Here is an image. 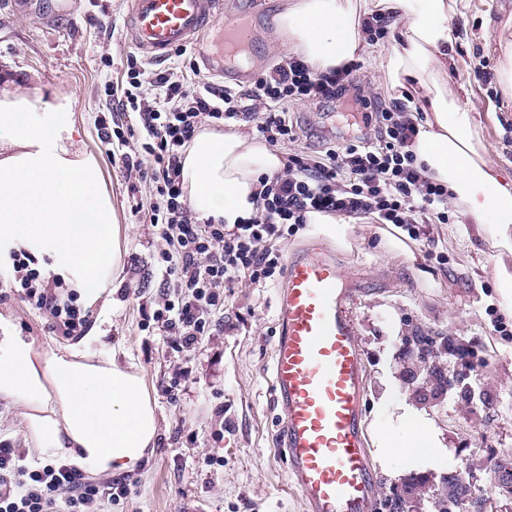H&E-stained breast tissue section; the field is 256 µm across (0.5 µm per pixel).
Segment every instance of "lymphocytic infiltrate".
Here are the masks:
<instances>
[{"instance_id": "1", "label": "lymphocytic infiltrate", "mask_w": 512, "mask_h": 512, "mask_svg": "<svg viewBox=\"0 0 512 512\" xmlns=\"http://www.w3.org/2000/svg\"><path fill=\"white\" fill-rule=\"evenodd\" d=\"M358 68L351 61L317 74L291 57L242 93L201 77L189 85L143 67L135 70L117 106L134 112L139 146L120 154L119 161L127 175L153 187L148 218L165 243L158 262L174 276L178 292L152 319L171 336L175 351L192 349L199 337L217 329L214 315L224 306L226 290L245 280L264 286L281 275L278 244L284 229L306 223L308 213L391 224L413 239L422 237V221L448 222L449 190L418 162L417 124L401 106L380 111L383 134L377 141L289 155L281 174L262 179L253 217L231 226L193 217L184 199L181 163L202 126L245 119L267 143L293 139L284 118L292 102L350 94L363 110L371 109L353 77ZM11 260L18 296L47 313L52 329L81 335L88 319L76 296L61 281L42 278L26 252H13ZM24 459V449L0 441V512H56L61 497L69 512H100V490L82 472L58 462L30 469Z\"/></svg>"}]
</instances>
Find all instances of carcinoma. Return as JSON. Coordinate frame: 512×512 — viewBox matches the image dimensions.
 <instances>
[{
    "instance_id": "carcinoma-1",
    "label": "carcinoma",
    "mask_w": 512,
    "mask_h": 512,
    "mask_svg": "<svg viewBox=\"0 0 512 512\" xmlns=\"http://www.w3.org/2000/svg\"><path fill=\"white\" fill-rule=\"evenodd\" d=\"M405 347L417 363L424 365L419 370L417 385H424L434 395L446 389L442 371L441 354L448 350V338L436 343L430 336L417 331L405 338ZM415 496L416 502H427L429 512H469L475 507L478 499L485 496L484 490L476 486V482L462 484L459 479L448 473L439 481L431 482L429 477L415 473L401 485L390 489L379 502L378 512H410L411 505L406 495Z\"/></svg>"
}]
</instances>
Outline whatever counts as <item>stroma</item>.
I'll use <instances>...</instances> for the list:
<instances>
[{
  "label": "stroma",
  "instance_id": "1",
  "mask_svg": "<svg viewBox=\"0 0 512 512\" xmlns=\"http://www.w3.org/2000/svg\"><path fill=\"white\" fill-rule=\"evenodd\" d=\"M0 0V74L18 86L42 87L50 96L71 98L84 144L103 169L123 242L121 289L113 297L108 340L141 370L156 406L159 438L145 465L119 475L125 495L102 500L103 512H303L278 456L284 415L272 400L274 346L280 334L277 298L285 277L267 287L242 281L228 292L219 316L222 328L200 337L195 348L175 352L149 317L172 296L173 277L156 261L162 245L139 204L151 201L149 183L127 177L112 163L98 120L128 127L131 114L117 111L115 95L129 79L126 18L130 0ZM220 20L252 4L265 25L262 37L246 54V64L262 75L280 64V34L274 17L286 0H223ZM512 0H469L465 16L450 20L456 68L448 93L471 108L483 146L512 174V100L497 77L495 47ZM388 40L366 42L355 78L377 107L397 102L401 88L380 69L378 54ZM219 27L208 28L198 45L161 62L153 73L191 74L203 68V54L223 53ZM350 98L336 102L298 101L285 115L295 139L277 143L282 154L317 151L347 140H375L379 121H354ZM449 221L427 225L428 237L410 240L390 225L353 220L343 238L311 232L308 225L289 228L279 248L283 256L321 246L334 256L343 275H361L353 306L366 369L365 425L377 494L400 484L410 467L439 478L461 470L486 480L490 458L512 455V318L502 311L497 289L498 261L504 250L480 232L460 207L449 205ZM0 313L10 316L22 335L37 346L55 348L67 339L49 332L41 310L0 285ZM436 338L451 337L470 352L478 368L471 384L477 397L459 389L420 401L403 379L399 349L412 329ZM427 419L438 436L423 448L385 450L382 431L408 439L406 411ZM0 438L26 449L24 464L45 463L33 446L21 411L0 400Z\"/></svg>",
  "mask_w": 512,
  "mask_h": 512
}]
</instances>
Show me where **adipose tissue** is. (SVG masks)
Returning a JSON list of instances; mask_svg holds the SVG:
<instances>
[{"label":"adipose tissue","instance_id":"1","mask_svg":"<svg viewBox=\"0 0 512 512\" xmlns=\"http://www.w3.org/2000/svg\"><path fill=\"white\" fill-rule=\"evenodd\" d=\"M468 2L292 0L275 18L278 50L324 72L363 52L364 19L398 28L380 67L392 86L412 81L429 98L414 146L419 162L473 223L512 250V177L482 149L472 112L448 98V20L465 15ZM284 167L267 143L205 126L182 160L183 191L198 222L235 224L257 213L261 177ZM101 182L70 98L0 81V265L25 250L43 276L99 309L75 342L46 351L0 316V400L21 409L39 454L93 476L134 471L159 433L141 371L103 343L112 324L105 293L121 281L126 227Z\"/></svg>","mask_w":512,"mask_h":512}]
</instances>
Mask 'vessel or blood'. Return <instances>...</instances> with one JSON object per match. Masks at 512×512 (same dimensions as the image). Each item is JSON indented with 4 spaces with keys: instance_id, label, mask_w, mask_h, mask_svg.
Here are the masks:
<instances>
[{
    "instance_id": "obj_1",
    "label": "vessel or blood",
    "mask_w": 512,
    "mask_h": 512,
    "mask_svg": "<svg viewBox=\"0 0 512 512\" xmlns=\"http://www.w3.org/2000/svg\"><path fill=\"white\" fill-rule=\"evenodd\" d=\"M221 0H131L134 48L157 60L192 44ZM357 294L329 254L286 264L278 295L273 401L286 417L281 451L305 512H373L364 426L365 367L352 312Z\"/></svg>"
}]
</instances>
